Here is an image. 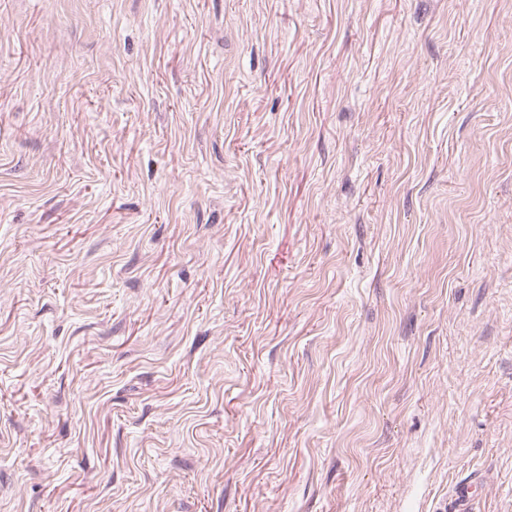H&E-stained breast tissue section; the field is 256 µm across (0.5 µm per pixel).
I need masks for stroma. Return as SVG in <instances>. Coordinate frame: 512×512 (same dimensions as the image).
I'll list each match as a JSON object with an SVG mask.
<instances>
[{
  "mask_svg": "<svg viewBox=\"0 0 512 512\" xmlns=\"http://www.w3.org/2000/svg\"><path fill=\"white\" fill-rule=\"evenodd\" d=\"M512 512V0H0V512Z\"/></svg>",
  "mask_w": 512,
  "mask_h": 512,
  "instance_id": "35a3bbf8",
  "label": "stroma"
}]
</instances>
